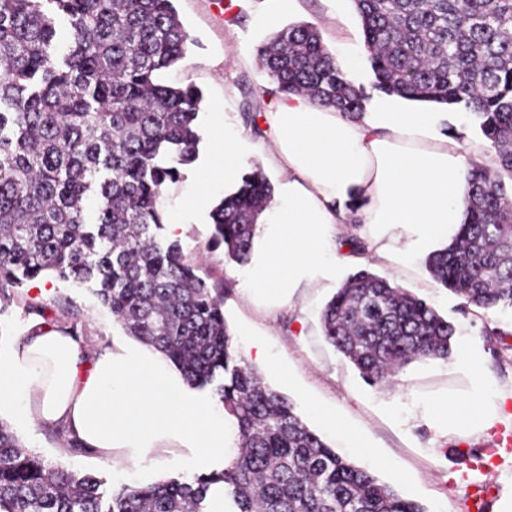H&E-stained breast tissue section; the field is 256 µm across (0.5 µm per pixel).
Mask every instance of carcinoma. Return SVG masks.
<instances>
[{
	"label": "carcinoma",
	"mask_w": 512,
	"mask_h": 512,
	"mask_svg": "<svg viewBox=\"0 0 512 512\" xmlns=\"http://www.w3.org/2000/svg\"><path fill=\"white\" fill-rule=\"evenodd\" d=\"M375 86L472 114L494 152L467 170L466 220L428 254L432 278L480 309H512V0H353ZM65 27H60L59 22ZM190 37L173 0H0V298L52 274L95 285L124 332L192 389L213 386L236 449L193 482L125 486L49 465L0 420V512H428L340 456L233 342L224 283L163 242L162 198L192 164L201 91L165 84ZM272 88L351 118L364 95L311 24L259 49ZM273 186L256 171L211 211L212 241L249 261ZM328 342L372 385L417 360H446L455 327L431 304L366 269L321 312Z\"/></svg>",
	"instance_id": "cac0c4a2"
}]
</instances>
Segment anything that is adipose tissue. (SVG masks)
<instances>
[{
    "instance_id": "adipose-tissue-1",
    "label": "adipose tissue",
    "mask_w": 512,
    "mask_h": 512,
    "mask_svg": "<svg viewBox=\"0 0 512 512\" xmlns=\"http://www.w3.org/2000/svg\"><path fill=\"white\" fill-rule=\"evenodd\" d=\"M266 164L285 176L266 218L265 260L252 291L276 298L333 251V224L401 227L424 240L452 239L466 210L461 144L436 112H366L351 119L295 95L262 113ZM369 202L353 211L348 194ZM31 424L64 427L113 469L162 461L179 442L196 459L223 456L228 435L190 402L167 360L144 344L89 355L64 331L41 326L0 359V405Z\"/></svg>"
}]
</instances>
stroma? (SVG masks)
<instances>
[{"label": "stroma", "instance_id": "1", "mask_svg": "<svg viewBox=\"0 0 512 512\" xmlns=\"http://www.w3.org/2000/svg\"><path fill=\"white\" fill-rule=\"evenodd\" d=\"M180 20L192 42L161 81L194 85L203 93L198 124L202 134L197 160L182 170L183 178L168 185L163 200L162 239L178 241L199 274L224 283V318L243 353L260 345L263 355L253 364L265 382L277 389L301 412L340 455L373 470L380 482L397 489L428 512H475L473 484L492 490L489 512H501L512 502V455L496 459L489 447L493 431H512V310H484L438 285L424 259L434 243L412 232L369 224L330 227L336 242L335 261L304 275L289 297L272 302L248 288L253 266L264 258V235H257L251 262L226 263L223 249L209 250L213 233L210 213L224 193L254 169H262L273 186L283 177L264 165L265 138L261 122L246 123L245 101L261 96L270 83L257 62V50L275 33L263 18L277 12L279 25L316 26L332 51H363L360 18L352 0H174ZM442 127L457 136L471 160L488 164L493 154L473 118H461L457 108H444ZM236 138L240 153L237 177L217 182L203 204L190 199L211 167L222 165L213 152L216 130ZM402 251L388 253L393 237ZM363 242V252L353 250ZM366 268L434 306L452 322L462 342L448 360L416 361L398 376L393 388L365 382L358 371L326 341L320 313L346 278ZM43 314H35V307ZM39 323L68 328L77 325L89 351L127 342L111 312L95 297L90 285L45 275L26 282L13 298L0 301V357ZM496 331L488 340V331ZM485 399L487 418L475 426L436 422V405L466 400L474 393ZM19 439L46 462L65 463L74 471L102 481L104 495L124 484H148L169 478L186 482L222 469L223 459L198 463L185 451L170 455L164 464L147 462L137 470L118 473L111 466L68 450L54 429L20 420L12 408L0 409ZM469 470L471 485L461 484V470Z\"/></svg>", "mask_w": 512, "mask_h": 512}]
</instances>
